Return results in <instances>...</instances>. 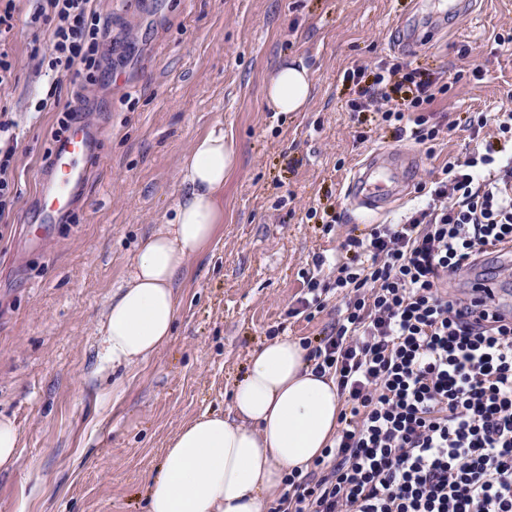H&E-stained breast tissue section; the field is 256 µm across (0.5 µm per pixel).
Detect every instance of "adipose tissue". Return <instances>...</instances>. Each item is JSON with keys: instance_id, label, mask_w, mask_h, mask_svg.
<instances>
[{"instance_id": "1", "label": "adipose tissue", "mask_w": 512, "mask_h": 512, "mask_svg": "<svg viewBox=\"0 0 512 512\" xmlns=\"http://www.w3.org/2000/svg\"><path fill=\"white\" fill-rule=\"evenodd\" d=\"M312 82L281 63L266 86L275 111H303ZM234 163L223 130L197 139L183 160L185 190L174 216L140 247L107 313L103 355L115 365L146 360L170 338L175 286L224 213L218 196ZM301 345L282 337L249 359L228 414L206 413L171 439L146 490L147 512H264L292 469L307 470L336 434L341 402L332 376L314 375Z\"/></svg>"}]
</instances>
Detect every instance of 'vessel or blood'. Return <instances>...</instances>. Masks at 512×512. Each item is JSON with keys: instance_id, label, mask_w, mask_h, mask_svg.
Returning <instances> with one entry per match:
<instances>
[{"instance_id": "b4317fda", "label": "vessel or blood", "mask_w": 512, "mask_h": 512, "mask_svg": "<svg viewBox=\"0 0 512 512\" xmlns=\"http://www.w3.org/2000/svg\"><path fill=\"white\" fill-rule=\"evenodd\" d=\"M94 139V128L79 122L57 144L50 167L51 174L40 183L41 223H57L69 213L76 190L88 175L87 161ZM391 157L388 151L374 152L354 175L351 192L361 207L376 209L387 202L390 192L386 181L391 169ZM474 295L477 299L497 304L505 300L503 290L481 274L474 279Z\"/></svg>"}]
</instances>
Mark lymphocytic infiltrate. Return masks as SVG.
<instances>
[{"label":"lymphocytic infiltrate","instance_id":"1","mask_svg":"<svg viewBox=\"0 0 512 512\" xmlns=\"http://www.w3.org/2000/svg\"><path fill=\"white\" fill-rule=\"evenodd\" d=\"M31 20L50 30L48 52L31 57L55 76L38 109L54 113L56 141L103 77L108 20L95 0H38ZM344 78L351 112L375 114L399 140L438 136L432 106L448 84L398 57ZM490 123L489 140L449 161L407 216L348 234L332 277L315 258L290 314L309 320L328 291L342 297L343 315L304 347L345 406L333 446L285 476L273 512H512V309L448 292L488 246L512 245V109L475 113L466 128L476 137ZM16 126L0 119L1 223L20 198Z\"/></svg>","mask_w":512,"mask_h":512}]
</instances>
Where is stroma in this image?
Masks as SVG:
<instances>
[{
	"mask_svg": "<svg viewBox=\"0 0 512 512\" xmlns=\"http://www.w3.org/2000/svg\"><path fill=\"white\" fill-rule=\"evenodd\" d=\"M20 0L18 65L0 86L16 130L11 225L0 237V418L21 432L18 459L0 469V512H146V488L169 440L205 412H228L251 354L279 336H319L340 316L335 293L313 320L290 317L315 255L333 259L354 228L397 220L418 184L471 152L468 113L512 109V0H468L442 14L431 0H100L112 26V67L86 93L83 118L97 132L90 176L40 249L21 242L36 222L53 115L35 113L48 78L32 48ZM401 57L450 83L439 102L452 131L432 144L395 140L373 114L357 120L343 74ZM307 67L313 90L301 112H276L265 87L282 60ZM484 76L466 75L470 61ZM224 130L235 163L224 179L222 224L188 262L172 335L148 360L112 366L101 328L145 239L173 215L182 163L193 143ZM367 139L355 141L356 130ZM410 155L394 170L384 209L364 211L348 186L377 150ZM319 215L310 219L308 208ZM337 211L341 223L323 224Z\"/></svg>",
	"mask_w": 512,
	"mask_h": 512,
	"instance_id": "1",
	"label": "stroma"
}]
</instances>
